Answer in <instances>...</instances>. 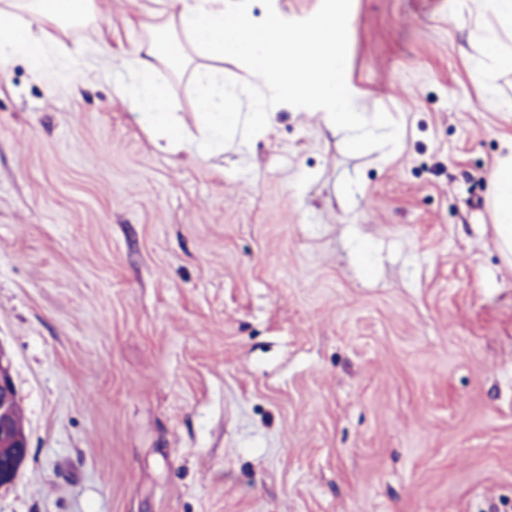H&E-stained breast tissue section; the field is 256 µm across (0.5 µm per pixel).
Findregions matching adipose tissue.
<instances>
[{"instance_id": "obj_1", "label": "adipose tissue", "mask_w": 512, "mask_h": 512, "mask_svg": "<svg viewBox=\"0 0 512 512\" xmlns=\"http://www.w3.org/2000/svg\"><path fill=\"white\" fill-rule=\"evenodd\" d=\"M96 0H0V73L14 60L30 63L33 75L46 80L49 53L64 51L72 69H79L86 47L65 44L67 30L101 24ZM144 30L130 61L126 81L114 91L140 112L157 148L176 154L196 139L220 141L246 129L249 136L269 135L277 112L286 106L314 102L324 108L329 128L346 134L352 149L364 150L373 127L387 125L385 114L366 121L363 107L336 68L335 24L305 30L289 28L278 12L254 16L245 0H146L137 21ZM256 39L239 46L236 27ZM233 58L262 84V102L244 112L224 96V70ZM189 73L194 84L200 124L190 129L170 112L168 73ZM491 175V208L500 253L512 265V138L504 143Z\"/></svg>"}]
</instances>
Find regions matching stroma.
Segmentation results:
<instances>
[{
    "instance_id": "35a3bbf8",
    "label": "stroma",
    "mask_w": 512,
    "mask_h": 512,
    "mask_svg": "<svg viewBox=\"0 0 512 512\" xmlns=\"http://www.w3.org/2000/svg\"><path fill=\"white\" fill-rule=\"evenodd\" d=\"M328 0H254L313 23ZM79 79L0 74V348L30 452L0 512H512V266L490 16L350 0L341 51L398 148L319 112L197 157L114 93L133 0ZM491 175V208L500 253L512 265V137L505 141Z\"/></svg>"
}]
</instances>
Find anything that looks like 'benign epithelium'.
Wrapping results in <instances>:
<instances>
[{"mask_svg": "<svg viewBox=\"0 0 512 512\" xmlns=\"http://www.w3.org/2000/svg\"><path fill=\"white\" fill-rule=\"evenodd\" d=\"M17 390L10 372L4 364V353L0 351V488L11 486L18 477L13 456L28 457L29 442L26 434L17 432L13 404Z\"/></svg>", "mask_w": 512, "mask_h": 512, "instance_id": "1", "label": "benign epithelium"}]
</instances>
